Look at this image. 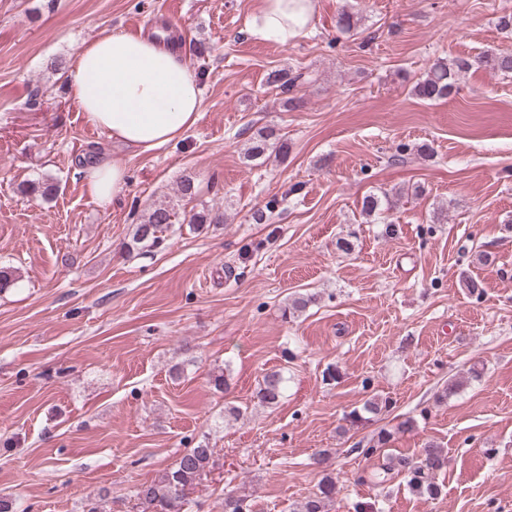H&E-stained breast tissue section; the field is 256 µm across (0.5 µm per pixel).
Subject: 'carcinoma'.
<instances>
[{"label":"carcinoma","mask_w":512,"mask_h":512,"mask_svg":"<svg viewBox=\"0 0 512 512\" xmlns=\"http://www.w3.org/2000/svg\"><path fill=\"white\" fill-rule=\"evenodd\" d=\"M474 66L510 75L512 51H486L473 59H458L452 63L437 59L430 65L425 75L414 83L412 92L423 100H444L456 89L458 74ZM268 80L287 95L284 100L285 107H303L304 101L294 95L293 91L305 81L304 73L275 70L269 74ZM287 149L286 141L278 136L275 129L267 127L258 131L249 152L254 157H260L273 152L285 153ZM362 207L368 216L380 215L391 210L393 201L387 193L381 197L369 194L364 197ZM176 218L179 219V223H186L194 230L205 224L224 223V213L218 209L180 213L171 206L158 205L143 216L142 221L136 225L131 239L122 244L123 249L131 254L136 250L156 247L164 240L163 233L174 224ZM287 387L288 377L284 371L266 372L257 392L259 403L267 407L277 404ZM214 454L215 449L206 444L184 450L174 465L160 477L134 487L132 496L154 508V512H184L185 490L198 485L201 477L210 470ZM446 465L447 456L443 449L429 442L411 458H387V462L382 465V471L386 475L396 472L403 476L411 491L419 496L434 499L441 493L436 476ZM335 494L336 478L327 473L321 479L318 490L303 499L300 512H330V503ZM224 512H250V503L245 496L228 494L224 497Z\"/></svg>","instance_id":"1"}]
</instances>
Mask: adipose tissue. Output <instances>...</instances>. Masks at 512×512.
Returning <instances> with one entry per match:
<instances>
[{
	"label": "adipose tissue",
	"mask_w": 512,
	"mask_h": 512,
	"mask_svg": "<svg viewBox=\"0 0 512 512\" xmlns=\"http://www.w3.org/2000/svg\"><path fill=\"white\" fill-rule=\"evenodd\" d=\"M314 0H261L249 32L280 44L311 23ZM70 97L85 122L140 153L193 127L202 107L200 83L176 45L150 35L114 31L80 47L66 73ZM127 183L125 167L102 159L86 170L87 193L106 206Z\"/></svg>",
	"instance_id": "ef3b65f1"
}]
</instances>
